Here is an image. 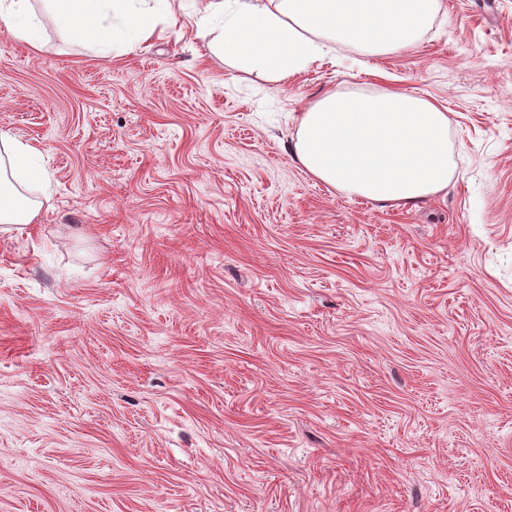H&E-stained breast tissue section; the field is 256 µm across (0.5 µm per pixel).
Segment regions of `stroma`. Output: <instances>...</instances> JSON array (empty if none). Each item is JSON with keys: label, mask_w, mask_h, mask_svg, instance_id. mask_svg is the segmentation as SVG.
Returning <instances> with one entry per match:
<instances>
[{"label": "stroma", "mask_w": 512, "mask_h": 512, "mask_svg": "<svg viewBox=\"0 0 512 512\" xmlns=\"http://www.w3.org/2000/svg\"><path fill=\"white\" fill-rule=\"evenodd\" d=\"M0 32L49 194L0 231V512H512V0L285 83L208 52ZM447 112L458 178L346 197L291 145L331 90Z\"/></svg>", "instance_id": "obj_1"}]
</instances>
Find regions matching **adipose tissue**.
<instances>
[{"label":"adipose tissue","instance_id":"obj_1","mask_svg":"<svg viewBox=\"0 0 512 512\" xmlns=\"http://www.w3.org/2000/svg\"><path fill=\"white\" fill-rule=\"evenodd\" d=\"M0 0V30L41 48V14L80 41L128 49L155 35L154 14L173 0ZM442 0H205L206 19L220 21L208 47L245 71L288 82L320 56L326 43L369 58L419 41ZM450 119L430 100L395 89L370 94L333 91L299 119L292 152L315 179L347 197L414 207L447 190L455 176ZM39 152L0 131V223H33L41 209L21 187L41 178Z\"/></svg>","mask_w":512,"mask_h":512}]
</instances>
